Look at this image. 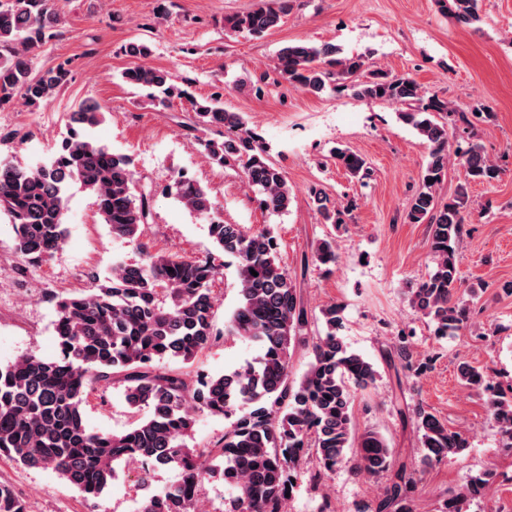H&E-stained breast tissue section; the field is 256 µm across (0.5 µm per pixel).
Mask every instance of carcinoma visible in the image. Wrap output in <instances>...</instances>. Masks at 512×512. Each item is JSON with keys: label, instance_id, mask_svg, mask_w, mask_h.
<instances>
[{"label": "carcinoma", "instance_id": "obj_1", "mask_svg": "<svg viewBox=\"0 0 512 512\" xmlns=\"http://www.w3.org/2000/svg\"><path fill=\"white\" fill-rule=\"evenodd\" d=\"M435 2L458 24L480 22L477 0ZM291 4L257 0L249 11L225 17V27L261 37L279 26ZM60 23L56 0H0V110L18 96L36 110L68 81L66 62L39 71L33 66L36 50ZM124 52L135 59L121 73L126 84L147 91L156 107H168L175 97L186 99L193 113L187 128L224 130V139L204 142L211 163L241 168L266 211H288L293 194L283 171L267 158L260 135L243 116L224 109L222 94L198 99L178 85L172 71L136 63L151 52L143 42L128 43ZM274 71L315 95L334 81L338 92L350 90L358 98L394 105L400 119L427 144L420 186L406 218L429 224L432 269L408 292V303L434 324L439 336L466 326L470 307L461 292L456 249L466 221L464 199L458 195L442 203L436 187L448 168L450 131L471 126L481 112L453 106L409 75L370 71L363 58L345 57L330 44H289L279 50ZM103 119L100 104L85 100L71 112L67 132L49 163L23 167L0 162V215L12 224L16 250L28 264L38 266L65 250L66 191L73 182L93 196L97 214L112 234L143 255L138 262L113 263L103 276L91 274L87 289L54 297L57 359L23 356L0 364V458L51 470L86 501L103 494L122 462L140 465L146 489L156 471L177 470L175 482L146 496L142 512H196L203 479L219 471L224 482L237 489V495L224 502L223 512H282L286 494L293 493L310 454L322 474L349 464L358 474L386 477L372 512H412L414 472L396 462L394 450L379 432L367 429L355 435L354 392L370 388L377 370L337 335L339 307L329 305L321 316L309 318L296 279L279 264L271 232H249L239 224L224 223L214 216L208 192L181 171L174 175L170 193L186 210L208 219L215 248L237 259L239 303L225 336L249 340L262 351L254 363L189 386L183 365L218 338L211 285L220 265L213 257L200 260L147 251L142 235L151 219L150 201L138 189L131 156L113 152L91 135ZM458 157L473 181L498 176L477 144ZM334 158L353 178L367 170L365 160L347 149H336ZM310 195L323 222L342 228L349 208L336 206L320 188H312ZM311 261L335 265V237L318 240L302 265ZM319 321L325 330L315 332L308 369L294 379L290 347L304 341L311 323ZM457 372L464 386L487 393L489 416L504 447L512 448V394L495 389L479 368L465 361ZM116 381L124 384L128 406L146 416L121 433L89 429L84 417L89 398L104 397ZM198 412L230 420L223 438L211 447L191 448L186 443ZM411 418L423 461L438 463L468 447L465 437L423 405L414 406ZM492 478L489 470L470 478L448 496L444 512H469ZM0 512H26L23 499L1 483Z\"/></svg>", "mask_w": 512, "mask_h": 512}]
</instances>
